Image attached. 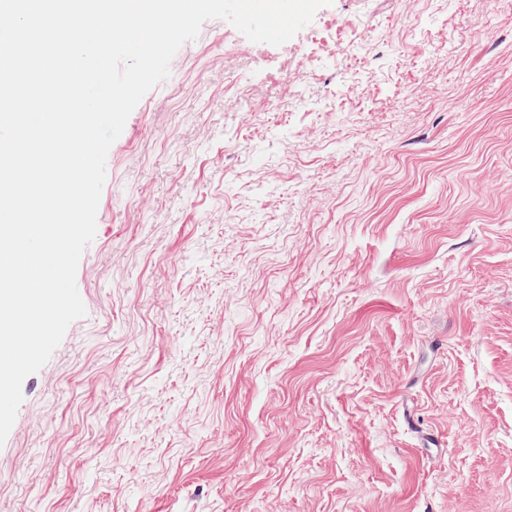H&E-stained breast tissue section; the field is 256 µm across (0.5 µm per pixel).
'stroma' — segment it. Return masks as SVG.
<instances>
[{
    "label": "stroma",
    "instance_id": "stroma-1",
    "mask_svg": "<svg viewBox=\"0 0 512 512\" xmlns=\"http://www.w3.org/2000/svg\"><path fill=\"white\" fill-rule=\"evenodd\" d=\"M76 285L0 512H512V0L204 22Z\"/></svg>",
    "mask_w": 512,
    "mask_h": 512
}]
</instances>
